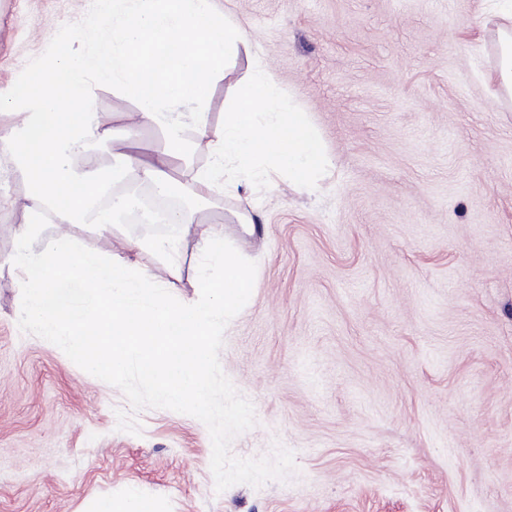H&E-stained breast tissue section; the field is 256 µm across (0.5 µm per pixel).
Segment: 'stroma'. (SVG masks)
I'll return each instance as SVG.
<instances>
[{
	"mask_svg": "<svg viewBox=\"0 0 512 512\" xmlns=\"http://www.w3.org/2000/svg\"><path fill=\"white\" fill-rule=\"evenodd\" d=\"M248 38L206 110L222 127L255 66L308 113L333 166L311 192L273 187L194 207L253 265L206 367L210 411L168 405L138 358L108 379L18 316L6 262L25 213L0 209V512H100L136 490L146 512H512V106L486 76L499 0H216ZM92 0H0V96L69 52ZM106 87L114 138L160 149ZM255 219L243 233L241 211ZM164 268L158 233L122 219ZM167 239L197 300L193 241Z\"/></svg>",
	"mask_w": 512,
	"mask_h": 512,
	"instance_id": "stroma-1",
	"label": "stroma"
}]
</instances>
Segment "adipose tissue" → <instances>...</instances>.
<instances>
[{"label": "adipose tissue", "instance_id": "obj_1", "mask_svg": "<svg viewBox=\"0 0 512 512\" xmlns=\"http://www.w3.org/2000/svg\"><path fill=\"white\" fill-rule=\"evenodd\" d=\"M93 18L76 48L37 61L35 93L18 102L0 97V108L23 107L24 136L13 147L34 187L21 200L0 196V208H19L28 217L8 258L24 290L19 316L101 376L122 373L128 357L138 356L166 401L203 415L208 341L254 276L225 246L223 226L201 227L191 211L172 214L181 238L195 239L203 258L194 278L202 299L180 305L163 296L164 281L138 261L133 241L101 254L65 236L43 235L47 207L66 196L63 222L109 236L116 229L112 211L127 208L129 200L114 197L108 213L95 207L108 181L133 172L168 195L169 157L184 146L210 159L207 167L189 170L181 185L194 200L223 195L231 171L239 181L257 184L268 182L269 169L277 168L309 189L313 175L326 172L331 160L310 132L306 113L281 97L276 79L261 67L238 82L223 127L211 130L203 108L207 92L245 42L232 21H217L213 0H95ZM103 84L137 101L138 123L162 130L167 150L140 156L116 149L110 169H102L96 155L112 139L96 107ZM187 102L196 103V111L181 113ZM188 128L194 132L190 143L183 136ZM216 266L223 277L212 275Z\"/></svg>", "mask_w": 512, "mask_h": 512}]
</instances>
